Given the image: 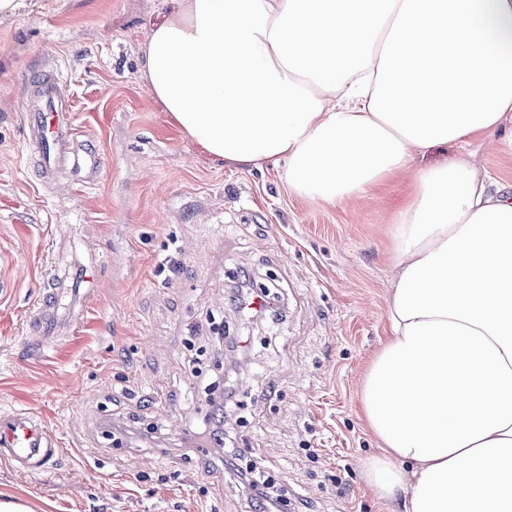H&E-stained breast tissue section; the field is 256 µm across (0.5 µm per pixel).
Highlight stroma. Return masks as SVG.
I'll list each match as a JSON object with an SVG mask.
<instances>
[{"instance_id":"1","label":"stroma","mask_w":512,"mask_h":512,"mask_svg":"<svg viewBox=\"0 0 512 512\" xmlns=\"http://www.w3.org/2000/svg\"><path fill=\"white\" fill-rule=\"evenodd\" d=\"M166 12L162 0H33L0 24V412L32 413L61 446L41 475L0 461V493L35 512H255L223 459L194 455L184 437L207 412L194 388L214 380L220 359L239 400L226 445L273 478L275 496L304 512H386L358 468L378 451L359 395L386 334L391 202L413 177L315 204L291 194L280 169L208 155L141 79L144 41ZM42 69L73 92L80 139L102 156L96 184L75 189L66 165L39 181L24 87ZM509 136L469 147L507 187ZM69 260L96 293L73 331L46 344L29 310ZM238 269L276 274L281 319L225 311ZM222 311L231 335L248 337L245 354L208 342L207 321ZM135 420L160 438L129 448L103 438ZM176 422L183 434H171Z\"/></svg>"}]
</instances>
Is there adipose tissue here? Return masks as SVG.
<instances>
[{
  "label": "adipose tissue",
  "instance_id": "obj_1",
  "mask_svg": "<svg viewBox=\"0 0 512 512\" xmlns=\"http://www.w3.org/2000/svg\"><path fill=\"white\" fill-rule=\"evenodd\" d=\"M141 73L206 153L310 202L413 172L361 473L390 512H512V191L464 155L417 163L512 119V0H174Z\"/></svg>",
  "mask_w": 512,
  "mask_h": 512
}]
</instances>
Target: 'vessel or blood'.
<instances>
[{"label": "vessel or blood", "instance_id": "vessel-or-blood-1", "mask_svg": "<svg viewBox=\"0 0 512 512\" xmlns=\"http://www.w3.org/2000/svg\"><path fill=\"white\" fill-rule=\"evenodd\" d=\"M66 83L45 71L29 80L26 127L29 144L42 157L43 174L52 173L65 153L83 174L84 184H93L100 173L101 156L84 151L69 105ZM60 454L53 433L26 412L0 413V460L34 474L46 473Z\"/></svg>", "mask_w": 512, "mask_h": 512}]
</instances>
